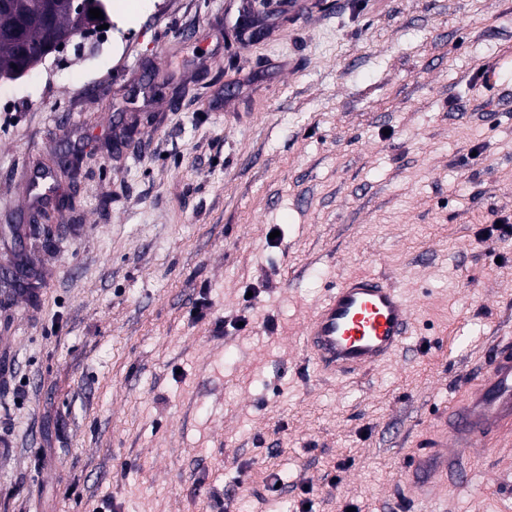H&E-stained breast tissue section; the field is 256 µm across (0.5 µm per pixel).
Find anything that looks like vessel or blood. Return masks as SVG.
<instances>
[{"mask_svg":"<svg viewBox=\"0 0 512 512\" xmlns=\"http://www.w3.org/2000/svg\"><path fill=\"white\" fill-rule=\"evenodd\" d=\"M413 325L398 287L375 273L339 279L303 326L304 345L320 373L350 377L387 363ZM425 450L406 464L404 491L428 494L447 479L470 481L475 450L512 435V337H498L481 374L463 398L441 410Z\"/></svg>","mask_w":512,"mask_h":512,"instance_id":"b4317fda","label":"vessel or blood"}]
</instances>
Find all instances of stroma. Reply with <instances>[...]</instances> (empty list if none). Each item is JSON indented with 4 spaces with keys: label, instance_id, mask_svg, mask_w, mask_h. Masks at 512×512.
<instances>
[{
    "label": "stroma",
    "instance_id": "1",
    "mask_svg": "<svg viewBox=\"0 0 512 512\" xmlns=\"http://www.w3.org/2000/svg\"><path fill=\"white\" fill-rule=\"evenodd\" d=\"M250 4L111 0L0 82V267L30 285L0 288V512H296L305 485L312 512H512V437L400 493L512 336V239L475 241L512 214V0H268L257 41ZM355 271L415 321L325 378L302 326Z\"/></svg>",
    "mask_w": 512,
    "mask_h": 512
}]
</instances>
